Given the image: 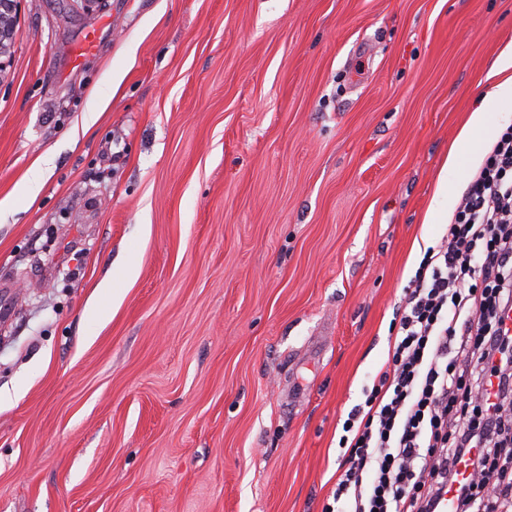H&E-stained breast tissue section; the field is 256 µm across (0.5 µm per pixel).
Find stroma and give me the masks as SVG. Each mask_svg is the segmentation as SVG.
<instances>
[{"instance_id": "obj_1", "label": "stroma", "mask_w": 512, "mask_h": 512, "mask_svg": "<svg viewBox=\"0 0 512 512\" xmlns=\"http://www.w3.org/2000/svg\"><path fill=\"white\" fill-rule=\"evenodd\" d=\"M16 4L0 512H324L512 0Z\"/></svg>"}]
</instances>
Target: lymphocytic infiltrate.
Listing matches in <instances>:
<instances>
[{
  "label": "lymphocytic infiltrate",
  "mask_w": 512,
  "mask_h": 512,
  "mask_svg": "<svg viewBox=\"0 0 512 512\" xmlns=\"http://www.w3.org/2000/svg\"><path fill=\"white\" fill-rule=\"evenodd\" d=\"M512 131L470 180L405 294L385 369L343 423L336 512L512 506ZM469 463V480L458 478Z\"/></svg>",
  "instance_id": "1"
}]
</instances>
